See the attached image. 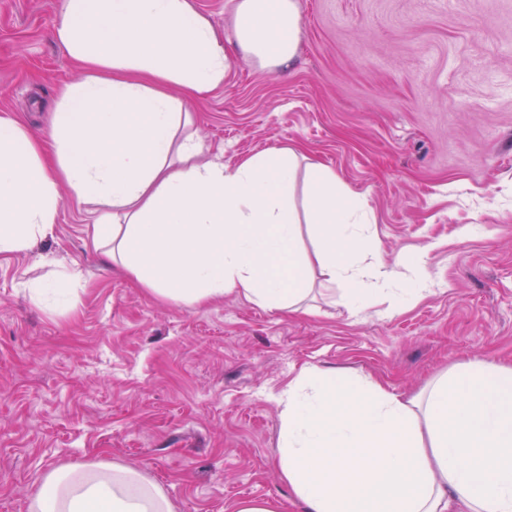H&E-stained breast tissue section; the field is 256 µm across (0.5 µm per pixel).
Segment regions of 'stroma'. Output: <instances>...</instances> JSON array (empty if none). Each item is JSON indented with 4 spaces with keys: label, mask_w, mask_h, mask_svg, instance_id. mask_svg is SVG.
I'll return each mask as SVG.
<instances>
[{
    "label": "stroma",
    "mask_w": 512,
    "mask_h": 512,
    "mask_svg": "<svg viewBox=\"0 0 512 512\" xmlns=\"http://www.w3.org/2000/svg\"><path fill=\"white\" fill-rule=\"evenodd\" d=\"M296 3L292 67L229 51L223 85L184 97L186 131L229 167L289 147L331 168L371 217L358 259L375 242L389 266L426 253L431 291L359 317L319 291L307 313L162 302L89 246L93 216L60 186L51 233L0 254V512L94 462L140 470L172 512H303L277 404L302 369L407 398L470 361L512 366V0ZM63 4L0 0V114L39 139L81 78L49 36ZM72 269L73 305L33 297Z\"/></svg>",
    "instance_id": "1"
}]
</instances>
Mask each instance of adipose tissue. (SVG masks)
<instances>
[{
	"instance_id": "obj_1",
	"label": "adipose tissue",
	"mask_w": 512,
	"mask_h": 512,
	"mask_svg": "<svg viewBox=\"0 0 512 512\" xmlns=\"http://www.w3.org/2000/svg\"><path fill=\"white\" fill-rule=\"evenodd\" d=\"M234 46L260 68L297 53L295 0H237ZM51 35L83 71L58 92L50 140L0 116V253L30 251L55 224L59 183L95 213L91 244L153 296L228 294L300 310L319 263L353 314L379 294L421 297L422 258L386 267L354 255L367 221L328 168L279 149L226 167L179 136L170 93L223 85L224 34L194 0H65ZM308 222L315 251L299 234ZM280 473L304 512H512V368L473 361L403 399L371 379L301 372L279 397ZM28 512H171L164 491L114 463L44 474Z\"/></svg>"
}]
</instances>
